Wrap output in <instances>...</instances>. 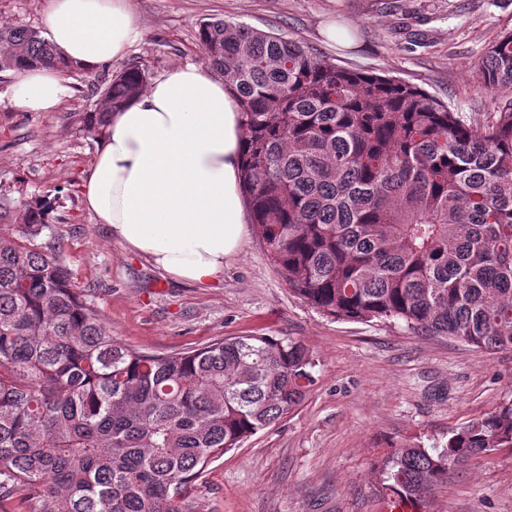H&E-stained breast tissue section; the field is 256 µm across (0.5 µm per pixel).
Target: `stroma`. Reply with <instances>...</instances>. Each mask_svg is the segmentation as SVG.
I'll use <instances>...</instances> for the list:
<instances>
[{
  "label": "stroma",
  "instance_id": "35a3bbf8",
  "mask_svg": "<svg viewBox=\"0 0 512 512\" xmlns=\"http://www.w3.org/2000/svg\"><path fill=\"white\" fill-rule=\"evenodd\" d=\"M143 33L123 59L68 77L73 94L54 112H27L0 75V192L48 196L36 243L56 252L77 288L120 342L152 353L204 347L225 336L303 343L316 366L305 400L213 462L191 490L196 512H390L377 488L388 444L452 428L512 399V350L481 352L400 321H339L312 308L268 259L257 225L224 265V281L173 280L111 238L81 202L99 145L82 130L96 87L127 65L150 78L203 55L197 31L225 19L273 31L336 65L395 76L469 116L495 94L477 65L512 31V0H132ZM336 27L348 38L325 35ZM428 512H512V450L469 459L431 494Z\"/></svg>",
  "mask_w": 512,
  "mask_h": 512
}]
</instances>
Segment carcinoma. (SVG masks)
<instances>
[{"mask_svg":"<svg viewBox=\"0 0 512 512\" xmlns=\"http://www.w3.org/2000/svg\"><path fill=\"white\" fill-rule=\"evenodd\" d=\"M198 46L237 96L241 183L268 257L289 288L338 320H401L480 351L512 349V32L478 65L495 109L468 121L396 77L338 67L244 23L203 22ZM37 30L0 25V73L50 65ZM148 86L131 64L83 121ZM47 202L0 194V501L43 512H191L216 460L301 404L315 362L299 341L230 336L188 352L117 341L35 239ZM512 448V399L425 444L380 460L381 495L424 512L448 472Z\"/></svg>","mask_w":512,"mask_h":512,"instance_id":"1","label":"carcinoma"}]
</instances>
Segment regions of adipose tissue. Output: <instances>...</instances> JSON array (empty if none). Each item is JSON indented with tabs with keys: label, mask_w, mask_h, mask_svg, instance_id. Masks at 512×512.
<instances>
[{
	"label": "adipose tissue",
	"mask_w": 512,
	"mask_h": 512,
	"mask_svg": "<svg viewBox=\"0 0 512 512\" xmlns=\"http://www.w3.org/2000/svg\"><path fill=\"white\" fill-rule=\"evenodd\" d=\"M42 26L65 61L86 69L123 58L141 38L130 0H52ZM8 95L24 111L53 112L72 89L63 67L34 65ZM242 147L241 113L223 81L204 66L173 68L111 115L84 205L167 276L223 282L246 233Z\"/></svg>",
	"instance_id": "ef3b65f1"
}]
</instances>
